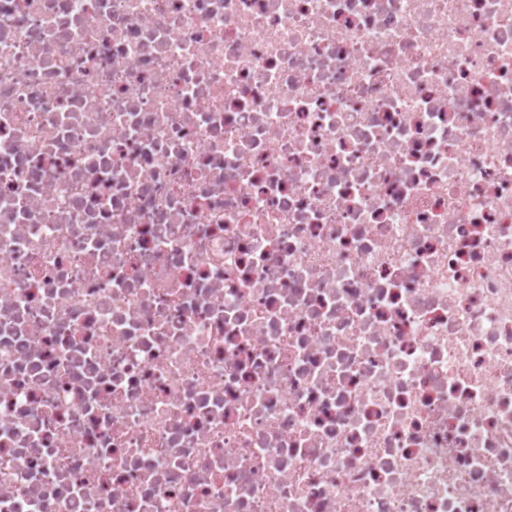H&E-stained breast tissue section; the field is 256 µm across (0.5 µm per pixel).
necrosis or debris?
Wrapping results in <instances>:
<instances>
[{"mask_svg":"<svg viewBox=\"0 0 512 512\" xmlns=\"http://www.w3.org/2000/svg\"><path fill=\"white\" fill-rule=\"evenodd\" d=\"M0 512H512V0H0Z\"/></svg>","mask_w":512,"mask_h":512,"instance_id":"1","label":"necrosis or debris"}]
</instances>
